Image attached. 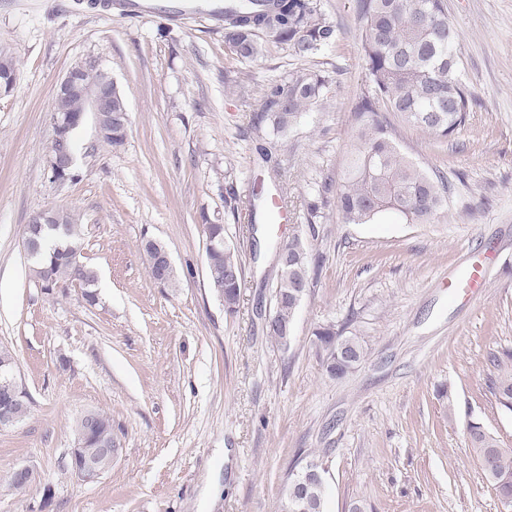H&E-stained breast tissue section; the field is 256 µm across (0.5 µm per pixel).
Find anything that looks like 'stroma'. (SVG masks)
Listing matches in <instances>:
<instances>
[{
    "label": "stroma",
    "instance_id": "1",
    "mask_svg": "<svg viewBox=\"0 0 512 512\" xmlns=\"http://www.w3.org/2000/svg\"><path fill=\"white\" fill-rule=\"evenodd\" d=\"M334 43L298 60L268 45L246 61L198 19L129 17L103 0H0V52L16 66L0 95V345L27 393L26 416L0 429V512H279L296 461L319 456L326 512H503L467 440L480 422L512 448V412L495 402L492 354L512 352V0H447L466 125L439 143L399 128L401 153L447 174L448 206L428 224L394 214L344 223L336 210L368 80L358 0H321ZM93 57L125 97L124 143L93 114L76 133L71 177H50L54 90ZM306 68L329 78L281 157V223L256 222L267 181L251 129L262 90ZM317 218L306 202L323 183ZM74 212L98 300L79 285L45 294L21 246L31 215ZM224 225L243 265L227 314L206 276L205 225ZM302 235L320 266L289 348L266 334L277 243ZM169 251L179 276L150 278L141 242ZM485 256L474 297L448 278ZM348 327L368 355L345 377L324 371L316 328ZM96 409L120 450L83 484L71 473L73 426ZM20 465L37 483L15 490Z\"/></svg>",
    "mask_w": 512,
    "mask_h": 512
}]
</instances>
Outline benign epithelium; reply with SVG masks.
Instances as JSON below:
<instances>
[{"label":"benign epithelium","mask_w":512,"mask_h":512,"mask_svg":"<svg viewBox=\"0 0 512 512\" xmlns=\"http://www.w3.org/2000/svg\"><path fill=\"white\" fill-rule=\"evenodd\" d=\"M91 69H100L97 60L89 58L71 67L57 85L51 110L52 140L50 148V167L55 180L69 177L75 165L74 134L82 124L85 112L92 110L98 133L101 137L112 136V114L121 117L119 124L127 126L128 116L126 107L116 110L113 101L122 100L119 89L114 81L98 85L84 79ZM75 98L82 102V109L70 112L60 107L64 99ZM117 448H101L90 456L86 464L76 470L74 475L84 483H91L102 476L98 469L97 460L103 457L112 460L118 455ZM324 479V472L306 461L292 467L284 485V492L292 498L302 497L315 482Z\"/></svg>","instance_id":"1"}]
</instances>
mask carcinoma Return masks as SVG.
<instances>
[{
    "mask_svg": "<svg viewBox=\"0 0 512 512\" xmlns=\"http://www.w3.org/2000/svg\"><path fill=\"white\" fill-rule=\"evenodd\" d=\"M446 0H359V16L365 37L368 89L356 107L357 128L350 162L340 189L336 209L346 224H368L383 213H395L408 224L430 222L448 205V179L436 170L405 158L396 142V128L387 113H394L406 126L420 130L438 142L448 140L465 126L473 97L460 70L458 35L448 22ZM197 14L224 29V41L248 61L263 55L268 43L285 45L299 58H308L337 37L335 25L326 21L319 0H224L215 15ZM326 76L303 69L293 70L288 80L271 84L262 93L261 111L252 128L264 142L261 159L273 175L281 176L278 156L288 135L297 127L303 111L321 102ZM37 229L39 251L28 256L30 271L46 294L76 282L83 298L94 305L96 273L81 260L79 225L73 214L55 215L49 224H28L22 240ZM208 278L223 293L224 310L237 312L243 268L235 247L224 241L219 248H206ZM319 258L299 235L288 239V281L311 280ZM273 312L267 335L285 344L284 328L292 327L299 304L292 288L273 289ZM333 326L315 331L323 353V366L333 378H342L350 367L336 360ZM353 363L367 356V341L358 334L347 336ZM495 369L491 392L499 407L512 411V353L493 356ZM79 448H110L112 418L102 411L84 412L74 424ZM470 448L485 479L500 502L512 497V448L479 422L467 427ZM327 485L310 490L306 500L281 498L280 512H325Z\"/></svg>",
    "mask_w": 512,
    "mask_h": 512,
    "instance_id": "obj_1",
    "label": "carcinoma"
}]
</instances>
